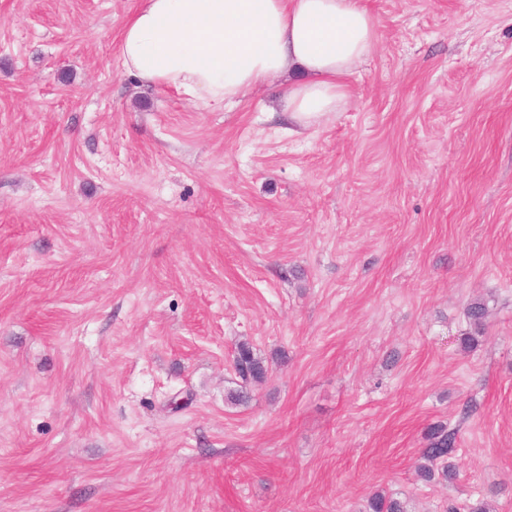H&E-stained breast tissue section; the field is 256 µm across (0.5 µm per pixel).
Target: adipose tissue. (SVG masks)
Masks as SVG:
<instances>
[{
  "mask_svg": "<svg viewBox=\"0 0 512 512\" xmlns=\"http://www.w3.org/2000/svg\"><path fill=\"white\" fill-rule=\"evenodd\" d=\"M375 39L362 0H143L119 55L139 81L213 107L289 75L284 110L306 128L340 110Z\"/></svg>",
  "mask_w": 512,
  "mask_h": 512,
  "instance_id": "ef3b65f1",
  "label": "adipose tissue"
}]
</instances>
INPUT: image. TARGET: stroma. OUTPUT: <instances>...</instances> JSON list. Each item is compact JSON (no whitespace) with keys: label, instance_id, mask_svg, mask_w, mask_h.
<instances>
[{"label":"stroma","instance_id":"obj_1","mask_svg":"<svg viewBox=\"0 0 512 512\" xmlns=\"http://www.w3.org/2000/svg\"><path fill=\"white\" fill-rule=\"evenodd\" d=\"M362 2L302 128L139 84L141 0H0V512H512V0ZM487 314L488 308L484 301L476 299L468 304L466 315L472 326V332L461 339V345L464 350L471 351L479 345L485 331ZM235 360V369L245 383H260L266 378L268 365L248 343L242 342L237 346ZM427 440L425 448H421L420 455L424 463L419 467V476L425 482L435 479V471L441 466V475L451 482L456 477V470L451 461L458 448V430L448 428L447 425L434 424L428 427L425 435Z\"/></svg>","mask_w":512,"mask_h":512}]
</instances>
